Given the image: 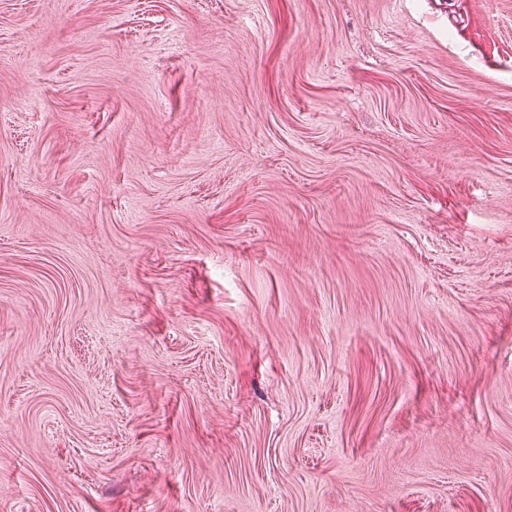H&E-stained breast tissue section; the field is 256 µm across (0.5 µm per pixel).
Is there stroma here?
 <instances>
[{"label": "stroma", "instance_id": "35a3bbf8", "mask_svg": "<svg viewBox=\"0 0 512 512\" xmlns=\"http://www.w3.org/2000/svg\"><path fill=\"white\" fill-rule=\"evenodd\" d=\"M0 512H512V0H0Z\"/></svg>", "mask_w": 512, "mask_h": 512}]
</instances>
